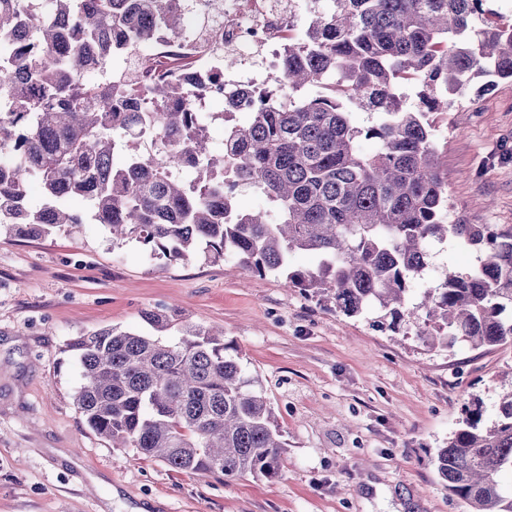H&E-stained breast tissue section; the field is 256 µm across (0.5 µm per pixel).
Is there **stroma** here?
I'll return each instance as SVG.
<instances>
[{
	"label": "stroma",
	"instance_id": "obj_1",
	"mask_svg": "<svg viewBox=\"0 0 512 512\" xmlns=\"http://www.w3.org/2000/svg\"><path fill=\"white\" fill-rule=\"evenodd\" d=\"M452 219L512 225V79L436 123ZM178 307L220 326L288 443L275 479L175 471L115 448L74 405L82 333ZM511 350L430 352L321 308L284 278L113 243L100 224L0 231V512H464L431 461L472 397L493 412Z\"/></svg>",
	"mask_w": 512,
	"mask_h": 512
}]
</instances>
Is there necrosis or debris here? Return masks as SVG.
<instances>
[{
    "label": "necrosis or debris",
    "instance_id": "4bbe7bcc",
    "mask_svg": "<svg viewBox=\"0 0 512 512\" xmlns=\"http://www.w3.org/2000/svg\"><path fill=\"white\" fill-rule=\"evenodd\" d=\"M307 8V0H225L209 31L192 28L176 37L162 33L141 47L136 83L144 85L155 72L176 79L189 66L200 76L223 74L224 87L212 93V100L246 99L273 81L288 44L302 41L304 28L297 18ZM228 52L242 60L231 71L224 68ZM255 52L264 54L262 66L245 64V56Z\"/></svg>",
    "mask_w": 512,
    "mask_h": 512
}]
</instances>
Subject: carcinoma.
Returning a JSON list of instances; mask_svg holds the SVG:
<instances>
[{"mask_svg": "<svg viewBox=\"0 0 512 512\" xmlns=\"http://www.w3.org/2000/svg\"><path fill=\"white\" fill-rule=\"evenodd\" d=\"M0 0V227L41 237L83 215L119 243L134 240L169 261L201 254L232 258L260 276L286 279L324 308L375 315L395 335L429 351L459 343L512 349V226L448 223L434 114L485 82L512 78V26L479 25L486 0H326L305 20L303 43L288 46L274 89L246 120L228 127L224 153L206 155L196 102L210 80L156 77L141 89L108 74L159 33L184 28L178 0ZM420 83L419 104L400 89ZM314 83L327 93L297 98ZM377 114L363 128L352 110ZM161 142L157 156L136 149L115 163L120 141ZM373 139L366 154L360 141ZM176 168H195L185 184ZM238 179L275 206L243 213ZM43 191L38 208L29 185ZM453 239L475 254L466 272L447 270L408 306L429 267L428 244ZM298 251L316 269L290 266ZM146 329L112 326L71 343L84 382L74 403L88 427L114 448H134L174 470L274 479L288 444L259 377L224 342V332L176 309H145ZM482 403L432 458L448 496L465 512H512V390L483 419Z\"/></svg>", "mask_w": 512, "mask_h": 512, "instance_id": "obj_1", "label": "carcinoma"}]
</instances>
